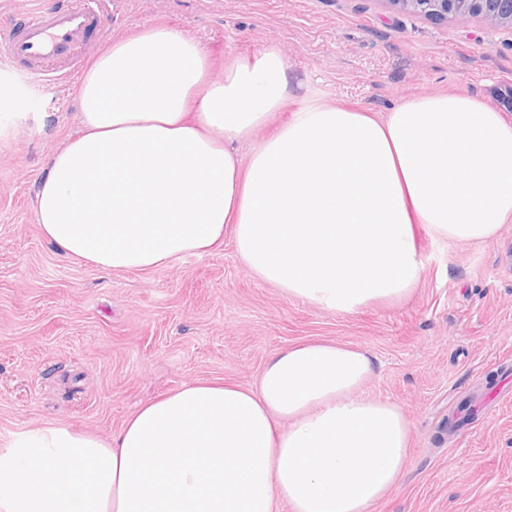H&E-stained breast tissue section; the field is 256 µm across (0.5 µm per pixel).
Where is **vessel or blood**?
<instances>
[{"instance_id": "1", "label": "vessel or blood", "mask_w": 512, "mask_h": 512, "mask_svg": "<svg viewBox=\"0 0 512 512\" xmlns=\"http://www.w3.org/2000/svg\"><path fill=\"white\" fill-rule=\"evenodd\" d=\"M111 0H66L64 6L29 10L23 0L0 15V49L16 70L43 86H66L63 61L112 18Z\"/></svg>"}]
</instances>
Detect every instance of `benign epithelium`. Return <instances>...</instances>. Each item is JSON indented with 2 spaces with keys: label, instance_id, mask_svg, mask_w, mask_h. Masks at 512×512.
<instances>
[{
  "label": "benign epithelium",
  "instance_id": "7a95c632",
  "mask_svg": "<svg viewBox=\"0 0 512 512\" xmlns=\"http://www.w3.org/2000/svg\"><path fill=\"white\" fill-rule=\"evenodd\" d=\"M397 12L467 24L479 20L490 28L512 29V0H384Z\"/></svg>",
  "mask_w": 512,
  "mask_h": 512
}]
</instances>
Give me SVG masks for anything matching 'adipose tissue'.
<instances>
[{
    "label": "adipose tissue",
    "instance_id": "adipose-tissue-1",
    "mask_svg": "<svg viewBox=\"0 0 512 512\" xmlns=\"http://www.w3.org/2000/svg\"><path fill=\"white\" fill-rule=\"evenodd\" d=\"M288 89L274 46L213 78L191 36L158 24L84 73L80 133L35 194L43 236L107 271L148 270L232 234L247 273L339 313L396 302L423 262L415 225L485 242L512 217V125L465 93L406 99L386 120L305 98L240 161ZM368 351L314 340L254 383H184L110 439L66 428L0 449V512H371L400 483L412 423L365 395Z\"/></svg>",
    "mask_w": 512,
    "mask_h": 512
}]
</instances>
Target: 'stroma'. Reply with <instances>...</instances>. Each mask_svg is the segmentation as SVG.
I'll return each mask as SVG.
<instances>
[{"label": "stroma", "mask_w": 512, "mask_h": 512, "mask_svg": "<svg viewBox=\"0 0 512 512\" xmlns=\"http://www.w3.org/2000/svg\"><path fill=\"white\" fill-rule=\"evenodd\" d=\"M149 24L195 38L214 77L277 46L288 97L234 146L240 160L305 96L383 119L404 99L465 92L512 124V32L394 12L381 0H117L84 74L113 39ZM78 84L32 91L0 54V448L67 427L102 436L141 403L201 378L250 384L275 351L334 340L377 360L364 392L413 426L408 471L372 512H512V219L484 244L418 231L413 293L354 313L286 299L249 275L232 237L151 270L103 271L42 235L35 194L79 128Z\"/></svg>", "instance_id": "1"}]
</instances>
